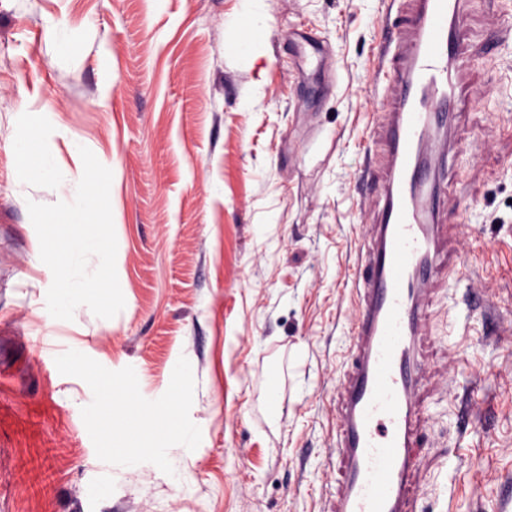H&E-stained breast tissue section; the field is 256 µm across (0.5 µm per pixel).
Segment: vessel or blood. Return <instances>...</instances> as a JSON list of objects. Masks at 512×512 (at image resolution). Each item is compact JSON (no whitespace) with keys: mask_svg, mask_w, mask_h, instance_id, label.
Masks as SVG:
<instances>
[{"mask_svg":"<svg viewBox=\"0 0 512 512\" xmlns=\"http://www.w3.org/2000/svg\"><path fill=\"white\" fill-rule=\"evenodd\" d=\"M377 70L381 120L365 167L378 191L354 270L349 361L336 397L327 512H419L426 447L422 344L438 286H458L445 172L459 113L452 77L469 0H400Z\"/></svg>","mask_w":512,"mask_h":512,"instance_id":"vessel-or-blood-1","label":"vessel or blood"}]
</instances>
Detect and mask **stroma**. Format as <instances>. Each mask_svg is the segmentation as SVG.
<instances>
[{"mask_svg":"<svg viewBox=\"0 0 512 512\" xmlns=\"http://www.w3.org/2000/svg\"><path fill=\"white\" fill-rule=\"evenodd\" d=\"M392 0H267L260 56L234 46L241 0H0V512H323L348 347L365 87ZM512 0H472L456 75L448 222L466 251L423 348L422 512H512ZM319 37L318 48L302 39ZM51 116L61 169L112 172L125 307L55 320L51 270L15 186L20 113ZM133 367L142 395L179 358L202 439L183 496L155 472L89 502L93 394L43 348ZM278 399L266 406L267 391Z\"/></svg>","mask_w":512,"mask_h":512,"instance_id":"stroma-1","label":"stroma"}]
</instances>
